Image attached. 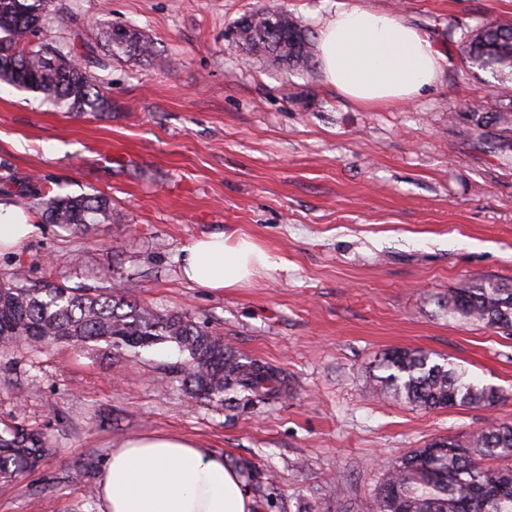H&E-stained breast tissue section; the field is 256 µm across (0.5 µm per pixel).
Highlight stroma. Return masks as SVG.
<instances>
[{
  "mask_svg": "<svg viewBox=\"0 0 512 512\" xmlns=\"http://www.w3.org/2000/svg\"><path fill=\"white\" fill-rule=\"evenodd\" d=\"M269 0H53L38 40L98 45L106 27L151 40L146 61L111 56V111L69 112L0 83V162L66 196L108 195L118 221L74 234L28 214L36 233L0 255L85 293L134 282L142 304L174 311L288 378L287 397L230 407L185 394L170 344L129 353L0 345V428L38 434L39 465L0 479V512H103L99 481L122 441L179 433L253 463L273 480L258 512H371L386 473L432 440L512 424V335L449 317L455 290L512 286V166L470 147L465 121L488 102L460 48L512 0H279L318 38L337 10L384 11L444 56L411 102L367 109L309 69L269 66L235 25ZM221 232L283 258L215 291L181 275V249ZM393 348L422 349L507 398L491 409L420 410L374 388ZM346 492L330 497L333 482Z\"/></svg>",
  "mask_w": 512,
  "mask_h": 512,
  "instance_id": "1",
  "label": "stroma"
}]
</instances>
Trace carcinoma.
I'll return each mask as SVG.
<instances>
[{
  "label": "carcinoma",
  "mask_w": 512,
  "mask_h": 512,
  "mask_svg": "<svg viewBox=\"0 0 512 512\" xmlns=\"http://www.w3.org/2000/svg\"><path fill=\"white\" fill-rule=\"evenodd\" d=\"M51 0H0V82L43 93L71 112H109L112 100L102 91L95 71L106 67L86 44L77 53L49 49L35 41L48 18ZM269 4L236 27L237 42L265 57L272 66L306 68L313 59L312 43L295 17L276 33L265 24ZM112 53L134 60L154 55L153 43L123 25L109 28ZM461 56L466 70L512 80V22L490 20L471 31ZM471 130V145L512 164V95L490 108L455 114ZM0 187L41 216L72 233L89 224L118 220L104 194L53 196L47 186L20 182L0 163ZM454 318L512 331V287L487 281L460 288L445 303ZM23 340L84 346L104 342L114 349L137 350L170 343L186 355L180 368L187 393L224 402L229 394H244L252 404L281 398L287 380L274 365L235 353L221 338L174 312H162L131 299L127 289L99 294L81 293L50 281L32 282L16 273L0 280V341ZM387 371L375 379L379 390L424 410L461 406L489 408L505 399L503 391L482 385L465 370L439 362L421 349L388 351ZM42 442L13 427L0 430V477L35 468ZM503 460L502 466L488 461ZM372 512H512V424H492L467 438H440L407 452L393 467L375 496Z\"/></svg>",
  "instance_id": "cac0c4a2"
}]
</instances>
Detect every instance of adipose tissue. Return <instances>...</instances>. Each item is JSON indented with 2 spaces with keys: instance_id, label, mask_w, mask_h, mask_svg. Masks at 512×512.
Segmentation results:
<instances>
[{
  "instance_id": "adipose-tissue-1",
  "label": "adipose tissue",
  "mask_w": 512,
  "mask_h": 512,
  "mask_svg": "<svg viewBox=\"0 0 512 512\" xmlns=\"http://www.w3.org/2000/svg\"><path fill=\"white\" fill-rule=\"evenodd\" d=\"M322 71L344 96L379 108L413 100L432 86L442 53L414 27L385 13L343 9L326 21L317 45ZM278 261L247 236L211 233L181 250L185 280L203 288H238ZM105 512H256L239 471L177 434L123 442L99 482Z\"/></svg>"
}]
</instances>
